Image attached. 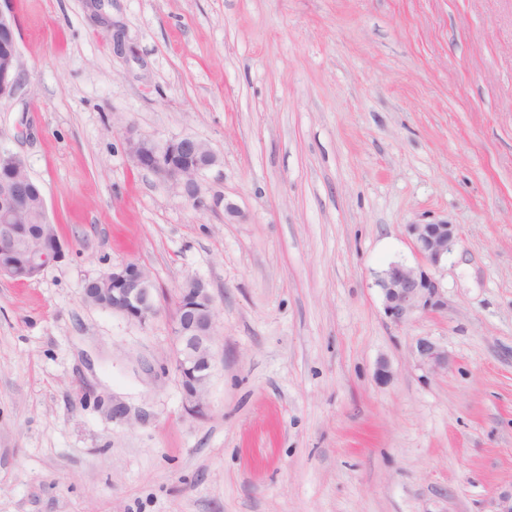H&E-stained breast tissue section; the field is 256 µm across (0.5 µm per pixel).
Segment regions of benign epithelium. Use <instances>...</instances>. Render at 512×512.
I'll list each match as a JSON object with an SVG mask.
<instances>
[{"label": "benign epithelium", "instance_id": "benign-epithelium-1", "mask_svg": "<svg viewBox=\"0 0 512 512\" xmlns=\"http://www.w3.org/2000/svg\"><path fill=\"white\" fill-rule=\"evenodd\" d=\"M19 56L13 47L0 62V100L14 98L20 89ZM128 151L137 166L160 181L183 189L194 204H201L200 176L215 165L216 156L202 149V141L179 136L163 144L147 138L129 136ZM31 176L19 180L13 174L0 176V215L9 223L0 226V276L27 280L40 275L60 262L67 243L59 236L46 237L37 249H31L19 263L11 262L16 253L13 225L18 191ZM413 248L419 257L415 266L392 263L376 281L380 289L386 319L399 327L416 315L439 310L445 305L444 293L436 273L448 258L458 236V227L446 222L410 224L407 227ZM99 285L102 302H91L141 325L158 314L156 288L146 268L136 262H124L93 278ZM172 362L178 375L185 411L191 416L205 413V392L215 367L214 346L217 341V310L207 288L198 279H189L179 289L172 320ZM413 354L418 363L432 370L448 366V352L428 338L416 341Z\"/></svg>", "mask_w": 512, "mask_h": 512}]
</instances>
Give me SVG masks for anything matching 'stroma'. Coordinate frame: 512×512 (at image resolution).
Segmentation results:
<instances>
[{
    "instance_id": "obj_1",
    "label": "stroma",
    "mask_w": 512,
    "mask_h": 512,
    "mask_svg": "<svg viewBox=\"0 0 512 512\" xmlns=\"http://www.w3.org/2000/svg\"><path fill=\"white\" fill-rule=\"evenodd\" d=\"M9 7L0 147L69 247L0 279V512H493L512 492V0ZM131 133L210 147L203 206L134 164ZM437 221L459 232L446 306L394 326L377 275L416 265L407 227ZM127 261L158 291L143 326L82 295ZM190 277L218 311L201 417L171 364ZM420 338L447 368L419 365ZM10 0L0 2V32H7L13 37V49L5 60H2L0 67V100H9L14 98L20 89L19 82V53L17 40L15 38L16 21L11 11L2 7V2L6 4ZM16 57L12 63V57ZM413 354L421 366L429 369L438 370L448 366V352L431 339H418Z\"/></svg>"
}]
</instances>
